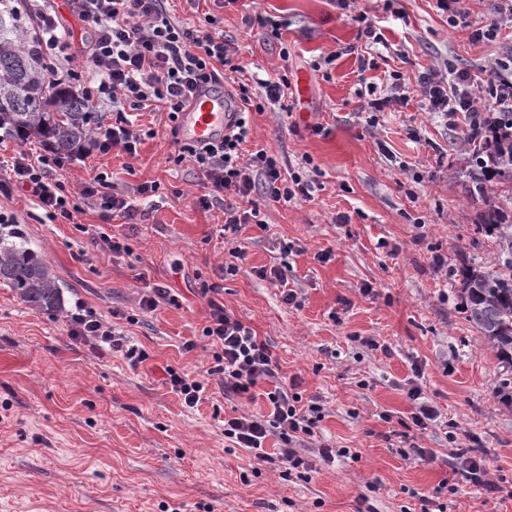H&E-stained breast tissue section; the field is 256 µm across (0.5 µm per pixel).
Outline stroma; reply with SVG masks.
I'll return each instance as SVG.
<instances>
[{
  "label": "stroma",
  "instance_id": "35a3bbf8",
  "mask_svg": "<svg viewBox=\"0 0 512 512\" xmlns=\"http://www.w3.org/2000/svg\"><path fill=\"white\" fill-rule=\"evenodd\" d=\"M357 5L379 21L387 46H366L333 0H238L222 13L248 71L287 73L298 100L289 117L271 104L252 113L251 149L285 168L309 157L315 181L308 201L254 194L268 227L239 232L237 274L223 271L224 213L190 201L197 175L171 159L164 114L139 116L156 135L136 157L89 148L64 160L72 176L99 169L123 190L159 183L133 219L87 208L76 223H53L26 193H0V216L44 255L65 300L64 312L38 311L0 285V512H422L425 497L433 512H512V407L495 395L502 366L454 292L460 255L494 264L493 246L475 239L473 226L505 199L472 193L470 146L418 99L373 128L358 110L361 92L393 73L413 84L433 66L476 74L512 59V28L476 41L450 27L435 0H398L393 13L385 0ZM257 7L285 21L281 37L249 22ZM364 48L375 69L361 70ZM330 53L335 61L314 70ZM103 231L124 236L128 254L102 251ZM326 251L330 260L319 262ZM436 254L447 272L434 269ZM272 266L298 304L256 276ZM205 282L221 286L226 309L267 341L281 375L300 379L303 400L323 407L314 438L295 444L309 477L285 474L278 436L266 442L272 462L261 464L224 437L233 412L266 413L265 386L242 401L213 376L210 399L190 408L164 385L165 367L198 376L213 364L199 341ZM148 284L170 295L144 312ZM88 313L120 327L149 361L134 368L71 336L74 317ZM414 387L439 411L424 428L412 422ZM323 443L356 457L324 460ZM420 448L432 457L420 459ZM462 448L484 458L499 492L464 478Z\"/></svg>",
  "mask_w": 512,
  "mask_h": 512
}]
</instances>
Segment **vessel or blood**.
<instances>
[{"label": "vessel or blood", "instance_id": "obj_1", "mask_svg": "<svg viewBox=\"0 0 512 512\" xmlns=\"http://www.w3.org/2000/svg\"><path fill=\"white\" fill-rule=\"evenodd\" d=\"M234 103L219 87L205 88L192 96L178 120V138L186 144L204 145L222 140L237 118Z\"/></svg>", "mask_w": 512, "mask_h": 512}]
</instances>
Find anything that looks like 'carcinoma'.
I'll return each instance as SVG.
<instances>
[{
	"label": "carcinoma",
	"instance_id": "1",
	"mask_svg": "<svg viewBox=\"0 0 512 512\" xmlns=\"http://www.w3.org/2000/svg\"><path fill=\"white\" fill-rule=\"evenodd\" d=\"M20 0H0V129L20 141L35 138L58 155H71L91 141L103 115L65 85H50L37 57L39 30L35 21L24 25ZM470 166L475 179L492 183L512 195V113L490 115L482 143ZM476 235L491 238L496 249L492 267L463 258L458 297L467 321L496 352L504 368L496 394L512 402V208L494 207L481 215ZM20 242L0 237V284L10 288L28 307L61 312L62 289L45 259Z\"/></svg>",
	"mask_w": 512,
	"mask_h": 512
}]
</instances>
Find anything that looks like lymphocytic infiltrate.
<instances>
[{
  "label": "lymphocytic infiltrate",
  "instance_id": "1",
  "mask_svg": "<svg viewBox=\"0 0 512 512\" xmlns=\"http://www.w3.org/2000/svg\"><path fill=\"white\" fill-rule=\"evenodd\" d=\"M166 0H75L77 13L89 39L83 45L84 64L89 79L67 77L71 56L58 33L59 15L55 0H24L26 12L39 22L44 36L39 51L45 61L47 78L53 83L70 81L87 99L94 111L111 113L93 141L95 149L112 150L135 156L143 132L127 116V110L167 113L177 121L179 112L197 89L223 84L237 75V97L245 111L235 129L216 144L202 147L174 142L176 162L188 161L201 175V195L196 201L205 208L224 210L222 233L235 234L243 225H263L260 209L253 205L255 191L275 203L309 200L313 181L305 170H283L278 158L260 149L243 158L242 146L251 128L248 111H263L265 101L278 104L280 111L294 110L296 98L287 75L277 74L248 83L239 48L225 39L219 9L236 5L237 0H217V13L204 16L203 24L192 26L173 17ZM506 64L486 67L485 85L474 84L469 71L444 77L437 69L424 73L416 89L400 80L387 83L382 94L365 99L360 110L368 125H375L379 112L406 105L419 97L424 111L441 118L448 126L460 127L468 144H475L486 132V119L492 112H512V78L506 77ZM261 88L264 101H256L253 88ZM60 157L46 152L14 150L0 158V188H19L34 197L51 220L73 221L84 205L90 204L112 217H127L142 200L157 192L153 182L137 186L134 194L116 191L107 172L93 171L78 186H71L61 174ZM238 199L235 207L225 206V198ZM216 284L205 283L199 294L210 312L201 331L213 360L211 374L219 375L225 396L245 397L261 383H271L267 392V416L241 414L224 421V437L247 449L255 461L267 462L271 456L265 442L278 435L287 446L280 454L289 470L306 468L307 462L292 449L293 441L313 436L324 414L321 405H302L298 380L283 381L269 344L255 330L226 309L218 298ZM71 336L93 338L110 351L122 353L131 365L147 360L146 351L132 344L119 328L104 324L90 315L74 319Z\"/></svg>",
  "mask_w": 512,
  "mask_h": 512
}]
</instances>
